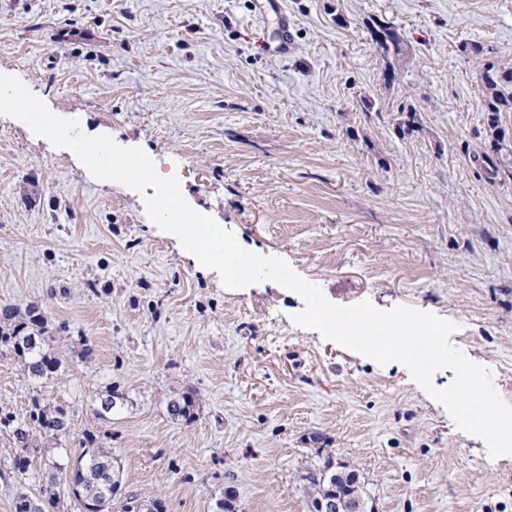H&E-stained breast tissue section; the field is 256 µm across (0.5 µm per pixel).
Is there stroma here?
Here are the masks:
<instances>
[{
	"label": "stroma",
	"instance_id": "35a3bbf8",
	"mask_svg": "<svg viewBox=\"0 0 512 512\" xmlns=\"http://www.w3.org/2000/svg\"><path fill=\"white\" fill-rule=\"evenodd\" d=\"M281 2L285 55L255 47L276 33L253 0H0V73L83 134L141 148L329 301L455 323L451 343L512 404V179L470 162L492 141L483 67H512V0ZM372 18L401 57L376 51ZM303 307L272 281L224 288L139 192L0 114V311L40 319L61 362L33 381L0 355V416L65 405L62 463L101 435L120 466L112 512H215L227 490L237 512H310L307 477L328 460L357 470L373 512H512V455L491 457L402 363L295 324ZM111 390L124 401L105 421ZM189 392L194 419L172 417ZM14 456L0 431V512L43 492L40 460L18 472ZM366 28L371 41L383 57L398 56L401 53V38L396 29L393 30L385 22L374 19L366 23Z\"/></svg>",
	"mask_w": 512,
	"mask_h": 512
}]
</instances>
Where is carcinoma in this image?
<instances>
[{"mask_svg":"<svg viewBox=\"0 0 512 512\" xmlns=\"http://www.w3.org/2000/svg\"><path fill=\"white\" fill-rule=\"evenodd\" d=\"M370 39L383 57L397 56L401 53V38L398 31L391 29L383 21L371 20L366 23ZM481 81L486 89L480 104V110L487 116V125L493 132L491 152L500 155L504 150V133L499 128V113L512 112V68H507L494 61L485 64ZM470 162L480 167L489 180L500 177L512 178V148L509 159L494 162L487 152H475ZM10 354L17 358L24 373L34 380L43 379L55 373L60 361L48 354L44 348L43 331L25 321L17 319L11 309L3 310V325L0 326V355ZM193 399L184 395L179 400L169 403V413L173 417L188 419ZM11 432L16 448L15 469L24 470L33 457L44 461L47 504L58 507L54 491L58 482L68 484L70 498L78 512H104L112 505V496L117 491V483L112 474V453L101 447L93 433H87L82 442L81 451L67 465H62L52 457L41 455L45 441L57 440L69 433L70 423L67 409L62 405L47 406L33 400V409L29 412L28 422L13 424L8 416L0 417V428ZM309 498L315 512L320 507L339 510V512H364V491L358 474L344 465L341 470L333 469V463L325 464V474L308 476Z\"/></svg>","mask_w":512,"mask_h":512,"instance_id":"cac0c4a2","label":"carcinoma"}]
</instances>
